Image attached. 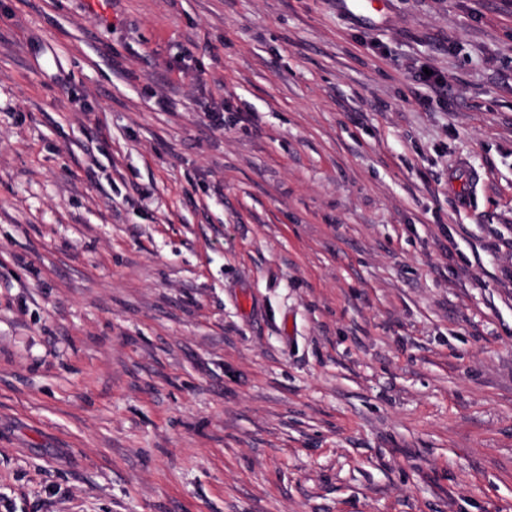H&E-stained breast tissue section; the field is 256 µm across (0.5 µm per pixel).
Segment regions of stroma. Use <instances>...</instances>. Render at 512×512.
I'll use <instances>...</instances> for the list:
<instances>
[{
	"label": "stroma",
	"mask_w": 512,
	"mask_h": 512,
	"mask_svg": "<svg viewBox=\"0 0 512 512\" xmlns=\"http://www.w3.org/2000/svg\"><path fill=\"white\" fill-rule=\"evenodd\" d=\"M0 512H512V0H0Z\"/></svg>",
	"instance_id": "1"
}]
</instances>
